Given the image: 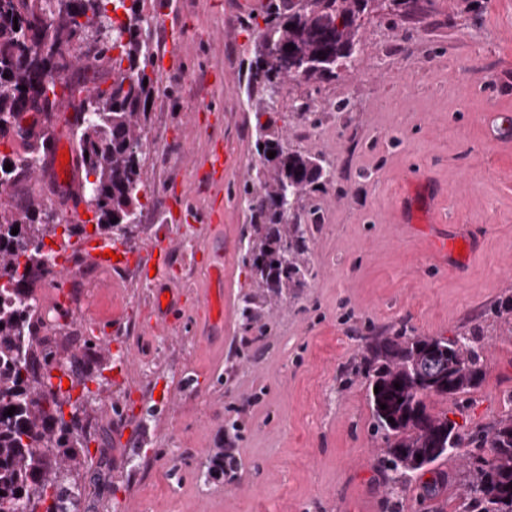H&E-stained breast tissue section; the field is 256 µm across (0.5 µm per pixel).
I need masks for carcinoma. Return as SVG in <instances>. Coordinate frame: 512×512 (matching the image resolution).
<instances>
[{"mask_svg": "<svg viewBox=\"0 0 512 512\" xmlns=\"http://www.w3.org/2000/svg\"><path fill=\"white\" fill-rule=\"evenodd\" d=\"M374 0H267L262 36L250 63L248 96L255 112L274 111L273 96L288 81L316 82L336 77L354 57L359 16ZM124 9L125 20L108 15ZM141 0H0V124L17 119L26 103L31 109L50 108L49 96L24 100L43 57L56 58L58 81L70 98L82 95L77 110L93 113L79 119L75 151L84 172L82 189L92 191L88 202L96 230L125 229L134 218L144 186L140 171L142 132L147 105L158 92L150 24ZM295 49L288 48V45ZM297 63L285 68L280 54ZM112 69L107 90L86 88L69 80L67 72L81 62ZM254 151L261 166L240 187L250 212V236L244 262L254 275L255 290L241 298L246 327L265 333L261 310L266 298L288 288L305 286L309 270L311 225L288 221L285 204L298 207L307 195L331 182L323 160L283 147V129L276 121L258 125ZM275 157H268L269 152ZM18 234H12L13 228ZM62 228L64 241L86 236L85 225L53 223L38 208L0 204V512H70L69 489L61 481L67 471L83 466L82 449L91 434L77 416L67 421L63 405L71 395L53 379L66 376L71 386L89 391L73 354L63 362L38 336L41 318L35 307L34 285L50 273L44 238ZM476 331L453 338L409 336L401 330L375 336L366 345L368 401L376 433L387 440L381 466L393 483L472 447L469 479L462 512H512V415L480 430L464 432L446 415L431 413L425 400H459L476 388L485 374L482 349L473 345ZM400 384L395 388L394 384ZM382 387L374 392L375 386ZM386 405L381 409L380 405ZM16 412L4 415L10 407ZM394 422H388V418ZM490 454H483V449ZM422 453L418 461L411 450ZM224 476V448H215L205 479Z\"/></svg>", "mask_w": 512, "mask_h": 512, "instance_id": "carcinoma-1", "label": "carcinoma"}]
</instances>
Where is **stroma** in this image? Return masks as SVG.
Masks as SVG:
<instances>
[{
    "mask_svg": "<svg viewBox=\"0 0 512 512\" xmlns=\"http://www.w3.org/2000/svg\"><path fill=\"white\" fill-rule=\"evenodd\" d=\"M190 15L182 70L157 73L148 126L159 142L140 155L149 190L137 223L112 241L144 254L173 240L172 266L195 278L90 288L88 327L113 315L138 330L84 355L91 396L74 388L63 407L94 437L65 480L74 512H455L465 448L391 497L375 466L386 443L372 432L364 342L403 327L444 338L479 327L484 380L462 401L434 397L428 408L466 431L512 410V324L489 313L512 297V140H490L484 122L512 121V0H414L400 10L377 0L349 68L289 82L277 96L285 147L321 156L334 183L303 203L322 215L310 273L304 287L269 298L262 337L239 310L251 273L238 188L251 170L215 171L205 159L210 144L255 156L246 89L256 39L237 31L239 67L225 73L222 0H192ZM296 97L317 123L293 112ZM403 191L417 201L416 223L400 221ZM174 196L180 222L168 210ZM434 221L478 230L467 275L433 253ZM159 291L177 310L165 330ZM225 444L237 470L206 481L212 449Z\"/></svg>",
    "mask_w": 512,
    "mask_h": 512,
    "instance_id": "1",
    "label": "stroma"
}]
</instances>
